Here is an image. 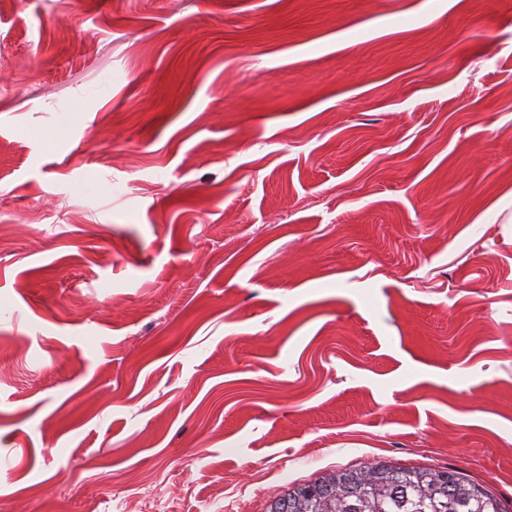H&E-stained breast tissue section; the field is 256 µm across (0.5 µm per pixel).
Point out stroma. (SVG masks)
Returning <instances> with one entry per match:
<instances>
[{"label":"stroma","mask_w":512,"mask_h":512,"mask_svg":"<svg viewBox=\"0 0 512 512\" xmlns=\"http://www.w3.org/2000/svg\"><path fill=\"white\" fill-rule=\"evenodd\" d=\"M382 459L512 501V0H0V512Z\"/></svg>","instance_id":"stroma-1"}]
</instances>
